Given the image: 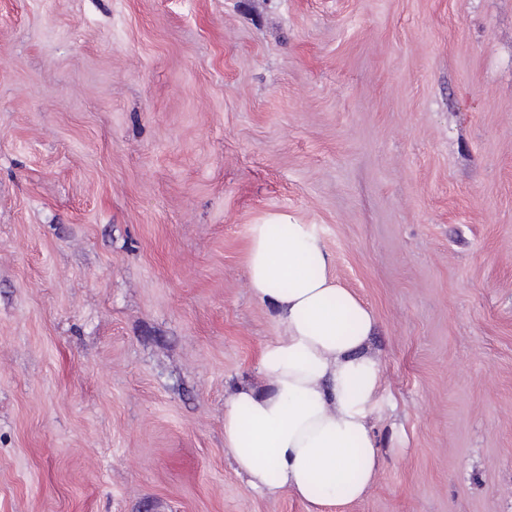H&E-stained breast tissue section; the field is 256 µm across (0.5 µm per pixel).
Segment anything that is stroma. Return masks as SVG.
Masks as SVG:
<instances>
[{"instance_id":"stroma-1","label":"stroma","mask_w":512,"mask_h":512,"mask_svg":"<svg viewBox=\"0 0 512 512\" xmlns=\"http://www.w3.org/2000/svg\"><path fill=\"white\" fill-rule=\"evenodd\" d=\"M280 211L377 317L355 502L224 446ZM0 512H512V0H0Z\"/></svg>"}]
</instances>
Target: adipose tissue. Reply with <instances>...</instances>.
<instances>
[{
    "label": "adipose tissue",
    "mask_w": 512,
    "mask_h": 512,
    "mask_svg": "<svg viewBox=\"0 0 512 512\" xmlns=\"http://www.w3.org/2000/svg\"><path fill=\"white\" fill-rule=\"evenodd\" d=\"M330 263L312 225L287 214L253 225L249 287L283 333L262 352L264 388L224 401V445L250 487L316 506L362 498L381 469L370 423L382 387L377 320Z\"/></svg>",
    "instance_id": "1"
}]
</instances>
